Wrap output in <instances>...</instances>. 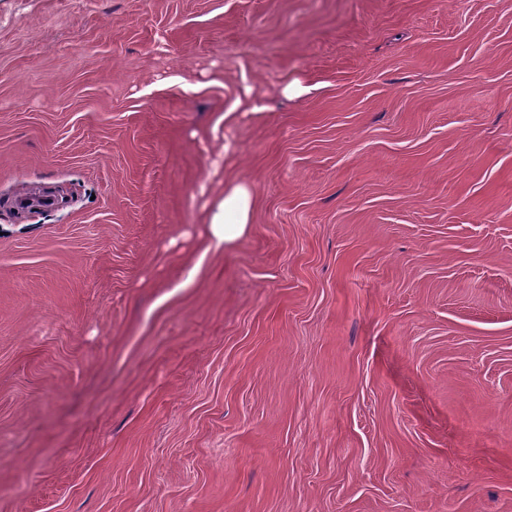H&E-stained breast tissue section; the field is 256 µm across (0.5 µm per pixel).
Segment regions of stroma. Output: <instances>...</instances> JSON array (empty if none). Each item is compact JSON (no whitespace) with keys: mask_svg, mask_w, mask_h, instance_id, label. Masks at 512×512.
Returning a JSON list of instances; mask_svg holds the SVG:
<instances>
[{"mask_svg":"<svg viewBox=\"0 0 512 512\" xmlns=\"http://www.w3.org/2000/svg\"><path fill=\"white\" fill-rule=\"evenodd\" d=\"M0 512H512V0H0ZM254 198L248 186L242 183H224V198L217 204V213L211 219L209 234L218 245L231 246L241 238L251 222Z\"/></svg>","mask_w":512,"mask_h":512,"instance_id":"stroma-1","label":"stroma"}]
</instances>
